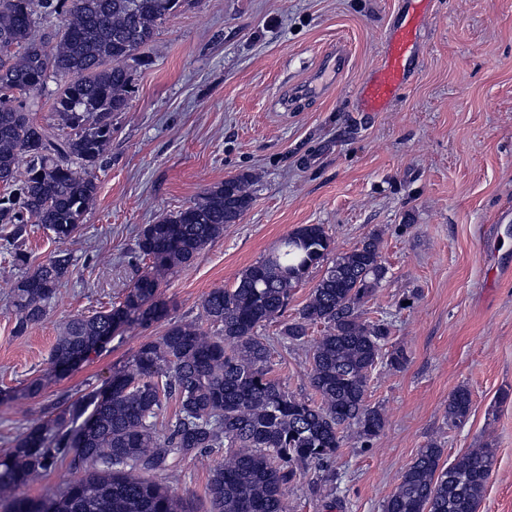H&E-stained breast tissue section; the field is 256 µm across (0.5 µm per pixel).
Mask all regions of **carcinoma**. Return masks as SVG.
Segmentation results:
<instances>
[{"label":"carcinoma","instance_id":"1","mask_svg":"<svg viewBox=\"0 0 512 512\" xmlns=\"http://www.w3.org/2000/svg\"><path fill=\"white\" fill-rule=\"evenodd\" d=\"M191 4L0 0V225L9 230L14 262L24 267L7 296L17 334L45 319L72 267L65 251L30 265L22 249L28 225H42L59 242L80 231L98 196L94 170L106 163L114 117L130 106L133 66L148 64L144 50L160 25ZM41 13L62 17V26L40 32ZM52 79L63 81L53 101L63 135L36 123L28 110ZM252 185L247 173L226 179L145 225L137 240L139 255L149 260L145 271L109 308L65 322L52 348V371L65 374L77 357L103 352L125 325L169 316L161 284L193 263L224 225L240 221L252 205ZM331 252L321 224L287 233L234 287L202 298L213 333L171 320L101 387L32 416L0 454V494L21 491L63 462L76 478L39 500L15 498L13 512H186L169 487L147 475L221 449L207 483L213 512H288L285 485L293 466L328 467L348 428L365 442L381 435L385 416L367 402L370 375L379 363L399 370L408 361L401 348L384 350L390 322L361 317L386 273L378 235L332 259ZM327 260L308 301L279 330L281 341L300 345L311 327H324L308 374L319 397L312 402L271 375V343L261 330L283 316L292 289ZM172 398L174 421L160 430L157 418ZM472 403L468 387L455 388L448 422H467ZM442 456L432 441L418 449L383 512H478L494 449L473 448L450 464Z\"/></svg>","mask_w":512,"mask_h":512}]
</instances>
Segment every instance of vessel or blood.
Here are the masks:
<instances>
[{
    "mask_svg": "<svg viewBox=\"0 0 512 512\" xmlns=\"http://www.w3.org/2000/svg\"><path fill=\"white\" fill-rule=\"evenodd\" d=\"M410 6L400 23L386 36L380 63L363 81L359 102L362 111L385 112L398 99L406 85L407 74L415 59L418 33L430 0H409ZM346 52L343 47L325 51L304 86L307 96L321 95L336 77V68Z\"/></svg>",
    "mask_w": 512,
    "mask_h": 512,
    "instance_id": "vessel-or-blood-1",
    "label": "vessel or blood"
}]
</instances>
